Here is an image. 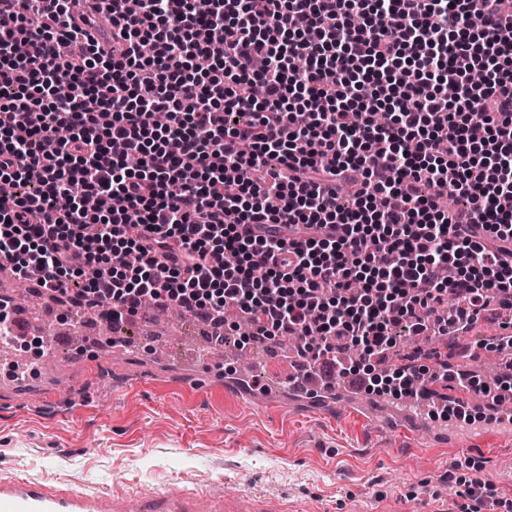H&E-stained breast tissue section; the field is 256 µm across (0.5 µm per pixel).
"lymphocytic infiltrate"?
Returning <instances> with one entry per match:
<instances>
[{
	"label": "lymphocytic infiltrate",
	"instance_id": "1",
	"mask_svg": "<svg viewBox=\"0 0 512 512\" xmlns=\"http://www.w3.org/2000/svg\"><path fill=\"white\" fill-rule=\"evenodd\" d=\"M70 2L0 0L14 279L116 320L236 308L371 394L506 389L385 361L512 310V0H98L108 50L78 44Z\"/></svg>",
	"mask_w": 512,
	"mask_h": 512
}]
</instances>
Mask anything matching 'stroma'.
<instances>
[{
	"label": "stroma",
	"instance_id": "obj_1",
	"mask_svg": "<svg viewBox=\"0 0 512 512\" xmlns=\"http://www.w3.org/2000/svg\"><path fill=\"white\" fill-rule=\"evenodd\" d=\"M136 319L164 342L121 348L104 336L79 352L59 344L61 364L47 377L0 386V476L65 481L90 492L245 488L330 512H344L352 498L389 500L393 512H461L465 488L448 473L474 456L470 450L427 455L396 426L377 427L339 408L249 407L225 390V368L196 339V319L175 332L148 314ZM84 364L102 371L88 376L74 402L66 393ZM47 391L58 392V404H44ZM468 434L484 463L481 478L496 497L512 499V454L485 422Z\"/></svg>",
	"mask_w": 512,
	"mask_h": 512
}]
</instances>
